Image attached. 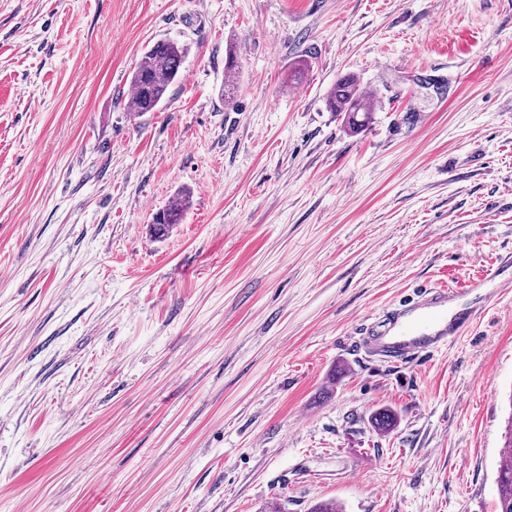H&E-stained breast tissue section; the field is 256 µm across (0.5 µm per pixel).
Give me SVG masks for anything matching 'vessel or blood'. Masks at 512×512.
Wrapping results in <instances>:
<instances>
[{
    "mask_svg": "<svg viewBox=\"0 0 512 512\" xmlns=\"http://www.w3.org/2000/svg\"><path fill=\"white\" fill-rule=\"evenodd\" d=\"M421 296L417 306H404L407 322L400 324L392 318L369 325L367 347L383 362L395 365L434 355L474 318L469 312L464 318L449 320L448 307L454 298L451 290L430 288L422 291Z\"/></svg>",
    "mask_w": 512,
    "mask_h": 512,
    "instance_id": "1",
    "label": "vessel or blood"
}]
</instances>
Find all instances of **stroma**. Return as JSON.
Masks as SVG:
<instances>
[{"mask_svg": "<svg viewBox=\"0 0 512 512\" xmlns=\"http://www.w3.org/2000/svg\"><path fill=\"white\" fill-rule=\"evenodd\" d=\"M509 254L512 0H0V512H497L512 288L434 356L363 340ZM186 48L171 40L155 43L141 57L132 73V109L153 112L165 99L169 87L178 78ZM327 107L333 112H348L349 123L357 128L368 124L374 112L369 96L360 90L355 80L345 78L336 82L327 98ZM184 200L178 199V204L168 206L167 208L159 211L154 220V232L159 237L164 236L169 232L173 224H180L184 212Z\"/></svg>", "mask_w": 512, "mask_h": 512, "instance_id": "1", "label": "stroma"}]
</instances>
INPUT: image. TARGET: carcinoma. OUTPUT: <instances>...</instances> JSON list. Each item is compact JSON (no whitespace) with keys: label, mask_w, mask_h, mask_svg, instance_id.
Segmentation results:
<instances>
[{"label":"carcinoma","mask_w":512,"mask_h":512,"mask_svg":"<svg viewBox=\"0 0 512 512\" xmlns=\"http://www.w3.org/2000/svg\"><path fill=\"white\" fill-rule=\"evenodd\" d=\"M185 53L184 46L171 40L159 41L144 53L130 80L133 111L153 112L159 107L178 78ZM226 70L224 96L229 98L234 95L237 84L234 50L231 48L227 51ZM327 107L332 112L348 113L349 122L357 128L368 124L374 112L369 96L360 90L356 81L345 78L336 82L327 98ZM184 206V200L180 199L178 204L158 212L153 224L155 234L162 237L172 225L180 223ZM395 420L396 415L391 409L381 408L372 414L371 425L379 432H387ZM497 491V512H512V462L499 465Z\"/></svg>","instance_id":"carcinoma-1"}]
</instances>
